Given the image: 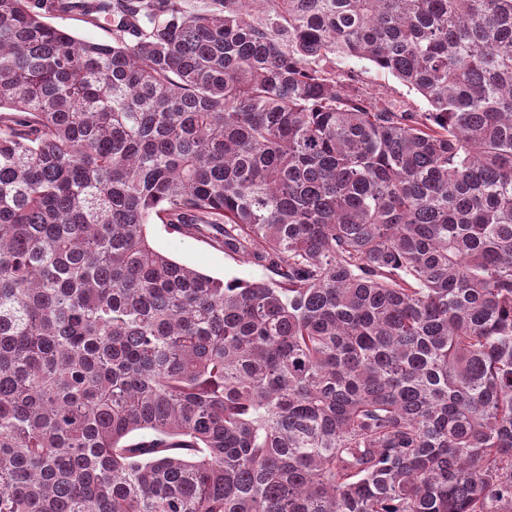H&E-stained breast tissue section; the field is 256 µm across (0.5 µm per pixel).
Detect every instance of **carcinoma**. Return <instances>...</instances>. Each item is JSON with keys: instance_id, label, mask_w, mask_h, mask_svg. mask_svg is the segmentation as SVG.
I'll list each match as a JSON object with an SVG mask.
<instances>
[{"instance_id": "obj_1", "label": "carcinoma", "mask_w": 512, "mask_h": 512, "mask_svg": "<svg viewBox=\"0 0 512 512\" xmlns=\"http://www.w3.org/2000/svg\"><path fill=\"white\" fill-rule=\"evenodd\" d=\"M0 512H512V0H0ZM49 21L65 28L80 39L112 41V32L109 26L92 25L86 21L85 17L79 14L54 15ZM338 66L344 69H353L358 72L361 77L375 89L389 94L390 96L405 100L419 111H425L427 103L414 91L409 89L400 82L391 73L377 70L371 63L365 60H345L338 62ZM148 231L156 248L179 263L194 267L213 277L252 281L265 274L259 267L227 255L224 249L208 239L174 233L158 221H153L148 226Z\"/></svg>"}]
</instances>
